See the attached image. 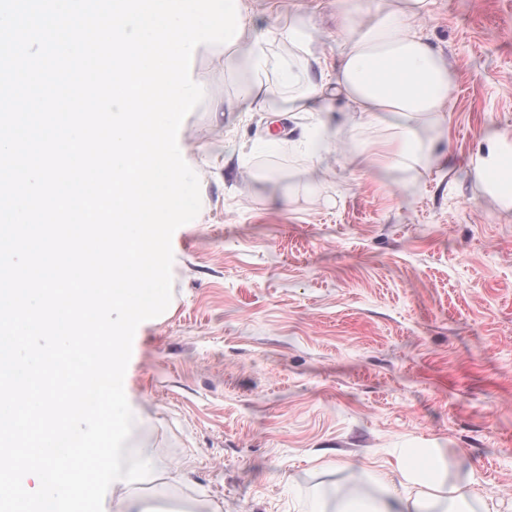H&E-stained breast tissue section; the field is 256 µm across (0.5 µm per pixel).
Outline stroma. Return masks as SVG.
Returning <instances> with one entry per match:
<instances>
[{"instance_id": "35a3bbf8", "label": "stroma", "mask_w": 512, "mask_h": 512, "mask_svg": "<svg viewBox=\"0 0 512 512\" xmlns=\"http://www.w3.org/2000/svg\"><path fill=\"white\" fill-rule=\"evenodd\" d=\"M298 9L335 60L336 0H254L250 21L273 30ZM426 33L456 73L450 161L414 188L356 165L364 126L309 171L267 139L288 119L235 111L223 48L195 58L205 97L183 146L232 138L247 157L205 169L201 220L172 237L170 310L133 338L127 446L188 472L132 484L145 512H308L398 448L441 449L449 476L475 474L512 512V214L468 172L488 133L512 139V0H435Z\"/></svg>"}]
</instances>
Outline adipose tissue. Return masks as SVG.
Masks as SVG:
<instances>
[{
	"label": "adipose tissue",
	"instance_id": "obj_1",
	"mask_svg": "<svg viewBox=\"0 0 512 512\" xmlns=\"http://www.w3.org/2000/svg\"><path fill=\"white\" fill-rule=\"evenodd\" d=\"M336 12L338 54L324 66L315 49V33L304 17L276 31L285 52L243 30L230 51L246 78L237 91L243 112H274L294 118L288 147L313 160L334 146L338 131L327 117L345 108L349 124L361 119L387 123L389 138L354 152L367 166L389 167L417 180L437 167L438 138L448 131V103L454 72L423 29L433 0H339ZM472 180L506 211H512V148L501 135H491L485 151L468 164ZM142 466L112 481L114 512H143L132 497L131 483L162 473L184 480L182 471L154 462L141 452ZM395 468L401 481L386 476L375 490L352 487L332 506L314 504L311 512H490L474 492L475 479H449L439 449L400 448Z\"/></svg>",
	"mask_w": 512,
	"mask_h": 512
}]
</instances>
